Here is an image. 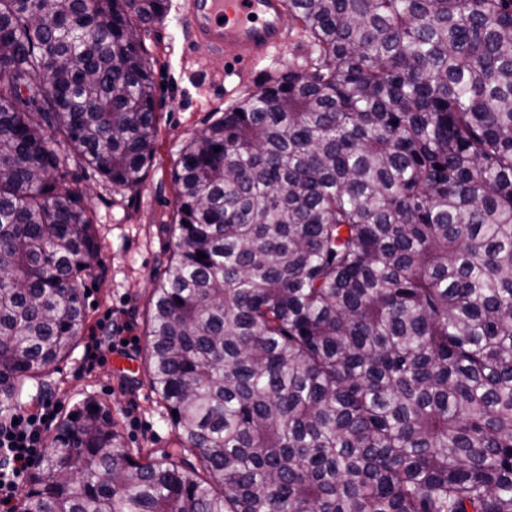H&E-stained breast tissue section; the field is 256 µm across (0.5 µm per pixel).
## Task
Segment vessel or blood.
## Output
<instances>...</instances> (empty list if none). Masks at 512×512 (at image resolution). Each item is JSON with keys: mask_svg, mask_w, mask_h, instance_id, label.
Listing matches in <instances>:
<instances>
[{"mask_svg": "<svg viewBox=\"0 0 512 512\" xmlns=\"http://www.w3.org/2000/svg\"><path fill=\"white\" fill-rule=\"evenodd\" d=\"M283 13V0H190L188 21L199 39L247 63L282 40Z\"/></svg>", "mask_w": 512, "mask_h": 512, "instance_id": "b4317fda", "label": "vessel or blood"}]
</instances>
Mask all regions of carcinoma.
Masks as SVG:
<instances>
[{
	"mask_svg": "<svg viewBox=\"0 0 512 512\" xmlns=\"http://www.w3.org/2000/svg\"><path fill=\"white\" fill-rule=\"evenodd\" d=\"M287 7L311 68L173 172L146 370L199 465L128 448L87 398L16 512H512V0ZM167 10L0 0V413L84 331L99 243L64 177L76 157L141 184L133 32Z\"/></svg>",
	"mask_w": 512,
	"mask_h": 512,
	"instance_id": "carcinoma-1",
	"label": "carcinoma"
}]
</instances>
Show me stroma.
<instances>
[{
  "mask_svg": "<svg viewBox=\"0 0 512 512\" xmlns=\"http://www.w3.org/2000/svg\"><path fill=\"white\" fill-rule=\"evenodd\" d=\"M163 21L142 28L140 37L153 66L159 116V147L153 167L132 192L115 187L95 171L71 163L68 171L86 189V204L96 224L101 251L81 290L87 304L86 335H107L111 326L131 325L146 334L153 277L174 248L170 226L177 199L171 173L182 144L217 120L225 108L255 91L269 74L309 65L307 45L293 25H286L282 43L249 65L225 58L223 51L199 42L187 22L186 0H171ZM103 360L86 366L84 348H77L49 367L41 382H29L22 407L31 411L52 401L64 417L85 396L109 404L127 447L155 455L174 453L177 444L165 407L142 368L145 348L132 360L137 371L120 372L116 353L100 349Z\"/></svg>",
  "mask_w": 512,
  "mask_h": 512,
  "instance_id": "stroma-1",
  "label": "stroma"
}]
</instances>
